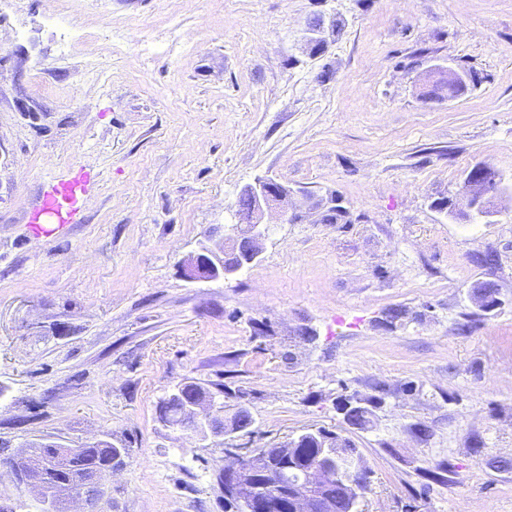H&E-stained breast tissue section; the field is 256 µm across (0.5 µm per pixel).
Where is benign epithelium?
Segmentation results:
<instances>
[{
    "mask_svg": "<svg viewBox=\"0 0 512 512\" xmlns=\"http://www.w3.org/2000/svg\"><path fill=\"white\" fill-rule=\"evenodd\" d=\"M472 179L464 178L463 192L467 208L480 217L486 216L484 209L500 197V174L488 167L476 165ZM252 198V207L247 212L234 211L237 219L235 232L217 239L224 251L238 248L243 241L249 243L247 258L238 266L224 269V278L238 276L243 270L257 263L264 250L269 233L268 225L262 223L266 211L288 204L290 190L269 177H258L247 187ZM218 255L202 247L191 253L181 265V274L189 282L214 281L215 262ZM469 299L483 312H491L504 305L500 293L489 294L474 286ZM360 403L351 399L342 413L345 428L328 434L320 428H310L292 435L287 441L272 446L253 448L245 453L231 446L225 449L228 459L224 465L222 481L224 495L238 506V512H336V496L348 503V512H361L360 504L368 491L370 480L355 460L343 453V447L354 445L349 433L356 430L347 419V413ZM234 407L221 406L213 399L185 402L182 421L173 424L166 420L162 424L177 431L201 433L216 423L221 424L218 435L238 433L232 426ZM314 439L322 443L321 452L314 460L297 464L293 451L305 440ZM18 483L35 493L38 512H70L71 504H86L92 497L103 493L105 484L101 470L93 468L86 473L58 469L55 476H46L43 466H14Z\"/></svg>",
    "mask_w": 512,
    "mask_h": 512,
    "instance_id": "1",
    "label": "benign epithelium"
}]
</instances>
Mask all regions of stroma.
I'll return each instance as SVG.
<instances>
[{
    "mask_svg": "<svg viewBox=\"0 0 512 512\" xmlns=\"http://www.w3.org/2000/svg\"><path fill=\"white\" fill-rule=\"evenodd\" d=\"M319 15L342 31L312 56ZM441 67L476 81L427 99ZM478 164L512 189V0L0 6V440L124 444L99 512H224L223 438L157 419L176 385L250 403L255 447L379 394L352 435L363 512H512V208L469 213ZM77 171L80 223L35 237L44 190ZM259 176L291 191L260 261L187 282ZM485 281L505 301L489 318L469 300ZM395 305L409 319L379 326ZM218 260V255L202 246L182 262V277L188 282L221 280L223 276H213L216 273L215 262Z\"/></svg>",
    "mask_w": 512,
    "mask_h": 512,
    "instance_id": "obj_1",
    "label": "stroma"
}]
</instances>
